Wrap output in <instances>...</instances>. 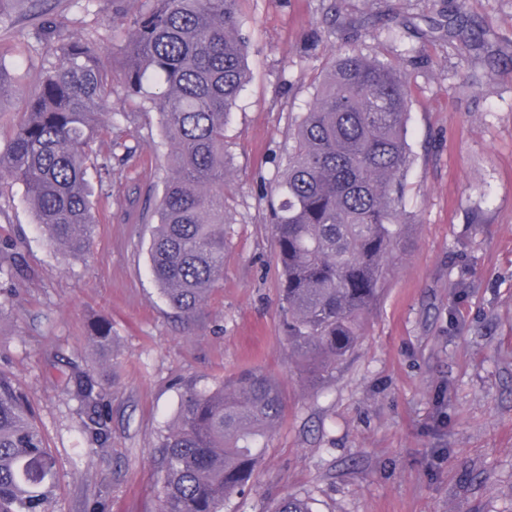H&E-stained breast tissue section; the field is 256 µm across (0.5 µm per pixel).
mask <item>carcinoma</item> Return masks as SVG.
<instances>
[{
    "label": "carcinoma",
    "instance_id": "obj_1",
    "mask_svg": "<svg viewBox=\"0 0 512 512\" xmlns=\"http://www.w3.org/2000/svg\"><path fill=\"white\" fill-rule=\"evenodd\" d=\"M121 49L118 71L138 106L161 116L173 147L157 204L150 272L169 306L190 321L224 273V124L249 79L240 0H150ZM53 61L27 97L0 176L25 188L35 223L74 258L97 224L88 170L107 169L91 145L104 127L114 75L85 37L52 39ZM403 67L336 51L288 147V168L268 209L282 267L288 350L315 382L359 345L402 245L404 176L410 167ZM96 439L105 435L103 394L70 378ZM285 401L262 371L208 389L185 388L161 440L159 512H223L256 471ZM55 460L29 408L0 378V512H47ZM274 512H311L289 495Z\"/></svg>",
    "mask_w": 512,
    "mask_h": 512
}]
</instances>
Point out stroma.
Masks as SVG:
<instances>
[{
    "mask_svg": "<svg viewBox=\"0 0 512 512\" xmlns=\"http://www.w3.org/2000/svg\"><path fill=\"white\" fill-rule=\"evenodd\" d=\"M147 0H0V63L37 88L42 35L90 36L116 69ZM250 80L224 127L231 219L224 275L185 321L149 270L153 209L171 147L157 112L127 113L95 151L101 222L68 257L35 224L21 183L0 180V378L27 401L56 459L49 512H158V448L187 384L260 369L286 402L260 464L223 512H512V0H241ZM339 27H332L331 19ZM405 58L408 142L396 253L357 349L319 385L288 351L264 195L288 135L337 48ZM108 323L111 344L94 329ZM91 376L109 414L94 442L73 395Z\"/></svg>",
    "mask_w": 512,
    "mask_h": 512,
    "instance_id": "1",
    "label": "stroma"
}]
</instances>
